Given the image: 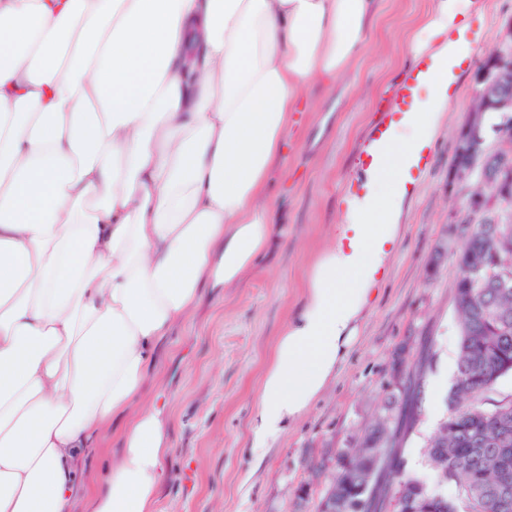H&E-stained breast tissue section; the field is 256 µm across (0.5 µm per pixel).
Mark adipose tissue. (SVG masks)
Returning <instances> with one entry per match:
<instances>
[{
	"label": "adipose tissue",
	"mask_w": 512,
	"mask_h": 512,
	"mask_svg": "<svg viewBox=\"0 0 512 512\" xmlns=\"http://www.w3.org/2000/svg\"><path fill=\"white\" fill-rule=\"evenodd\" d=\"M479 0L409 34L438 72L393 122L280 332L252 416L263 457L345 359L390 256L418 155L443 127ZM378 0H0V512H70L124 421L90 512H154L162 341L267 250L271 169L311 82L351 72ZM121 432L122 423L119 422L116 424L115 428L113 426L102 448H99L94 455L86 459L84 464V478L88 484L94 483L101 477L112 455L114 456L118 452L121 447Z\"/></svg>",
	"instance_id": "1"
}]
</instances>
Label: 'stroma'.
Here are the masks:
<instances>
[{
	"label": "stroma",
	"mask_w": 512,
	"mask_h": 512,
	"mask_svg": "<svg viewBox=\"0 0 512 512\" xmlns=\"http://www.w3.org/2000/svg\"><path fill=\"white\" fill-rule=\"evenodd\" d=\"M430 0H383L353 72L302 90L304 110L272 169L265 203L276 239L223 297L206 295L159 356L152 390L168 399L165 483L154 512H315L340 454L404 400L397 377L421 374L418 421L402 445L408 469L448 413L457 367L455 282L461 239L448 217L471 184L452 186L456 134L472 108L473 75L512 18V0H483L469 20L473 55L457 71L446 126L402 218V240L359 336L324 393L253 467L252 410L275 341L299 308L310 266L332 238L385 92L407 73L406 33Z\"/></svg>",
	"instance_id": "stroma-1"
}]
</instances>
